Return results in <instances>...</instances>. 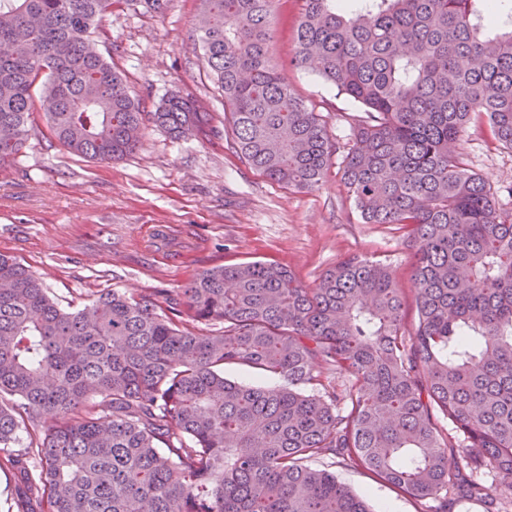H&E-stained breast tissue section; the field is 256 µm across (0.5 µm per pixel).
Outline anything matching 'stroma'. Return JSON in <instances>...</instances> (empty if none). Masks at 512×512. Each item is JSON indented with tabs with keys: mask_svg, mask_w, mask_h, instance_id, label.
<instances>
[{
	"mask_svg": "<svg viewBox=\"0 0 512 512\" xmlns=\"http://www.w3.org/2000/svg\"><path fill=\"white\" fill-rule=\"evenodd\" d=\"M301 7L302 0H276L271 57L338 145L319 187L282 188L237 152L224 99L198 47L201 0H166L158 13L112 0L92 46L122 74L143 111L192 92L208 114L205 131L175 140L148 122L133 153L99 162L72 153L36 114L21 160L0 168V254L77 305L116 289L166 308L181 302L196 274L254 261L280 264L312 288L353 254L389 263L398 288L413 299L414 247L399 225L362 223L342 178L349 129L362 108L313 68L291 63ZM457 156L484 180L497 208L511 212L512 150L494 139L485 116L469 124ZM314 465L333 470L374 512H421L419 501L366 470L327 458Z\"/></svg>",
	"mask_w": 512,
	"mask_h": 512,
	"instance_id": "1",
	"label": "stroma"
}]
</instances>
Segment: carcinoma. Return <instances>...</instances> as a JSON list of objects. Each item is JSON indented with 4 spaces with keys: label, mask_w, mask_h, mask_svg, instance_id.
Returning a JSON list of instances; mask_svg holds the SVG:
<instances>
[{
    "label": "carcinoma",
    "mask_w": 512,
    "mask_h": 512,
    "mask_svg": "<svg viewBox=\"0 0 512 512\" xmlns=\"http://www.w3.org/2000/svg\"><path fill=\"white\" fill-rule=\"evenodd\" d=\"M274 2L202 0L199 48L245 161L311 190L336 147L272 63ZM338 2L302 0L291 64L316 60L366 112L344 184L362 223L403 224L417 246L414 332L389 266L359 255L314 288L277 263L206 270L182 289L186 324L112 289L64 305L0 254V464L41 512H373L312 465L324 457L423 512L472 499L512 508V212L456 156L480 114L512 149V12L489 14L486 0ZM111 8L0 0V166L16 161L39 108L78 155L138 147L140 105L89 40ZM151 116L176 138L202 131L188 94ZM237 366L283 384H241ZM59 414L64 425L35 434ZM450 448L467 451L468 471ZM490 471L506 497L486 492Z\"/></svg>",
    "instance_id": "1"
}]
</instances>
